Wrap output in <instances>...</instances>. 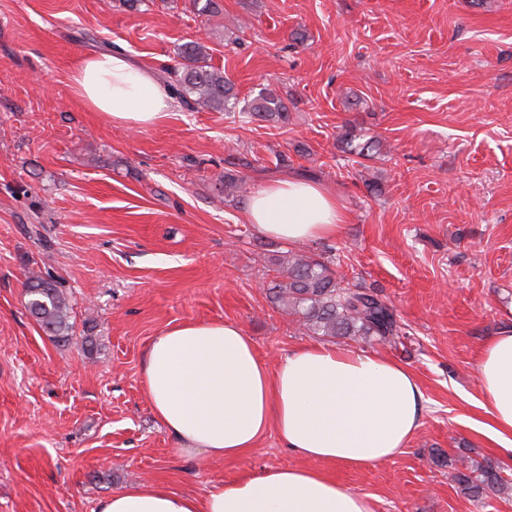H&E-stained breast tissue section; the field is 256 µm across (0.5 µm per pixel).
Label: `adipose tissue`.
Instances as JSON below:
<instances>
[{
  "mask_svg": "<svg viewBox=\"0 0 512 512\" xmlns=\"http://www.w3.org/2000/svg\"><path fill=\"white\" fill-rule=\"evenodd\" d=\"M92 111L130 130L174 111L171 89L124 55L85 57L70 75ZM246 220L289 244L331 240L346 214L321 185L273 180L250 194ZM488 422L512 452V327L499 329L476 362ZM142 381L155 419L181 452L233 459L275 432L285 448L333 467L374 464L403 453L420 428L427 399L408 365L346 345L299 346L269 367L245 328L232 321H187L154 336ZM97 512H375L373 496L347 489L328 472L269 468L216 482L201 496L148 483L100 500Z\"/></svg>",
  "mask_w": 512,
  "mask_h": 512,
  "instance_id": "adipose-tissue-1",
  "label": "adipose tissue"
}]
</instances>
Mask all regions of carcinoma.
I'll list each match as a JSON object with an SVG mask.
<instances>
[{"label":"carcinoma","mask_w":512,"mask_h":512,"mask_svg":"<svg viewBox=\"0 0 512 512\" xmlns=\"http://www.w3.org/2000/svg\"><path fill=\"white\" fill-rule=\"evenodd\" d=\"M170 88L180 103L191 111H228L236 107L238 97L232 81L211 63L209 48L191 42L177 53V66ZM247 114L266 120L285 121L287 108L282 99L267 89L243 108ZM344 149L367 157L373 151L369 141L357 135L343 136ZM224 192L241 188L240 171L226 168L217 175ZM278 279L271 281L269 295L286 313L296 317L299 330L328 338L377 341L397 344L406 335L395 309L373 288L345 282L336 276L332 261L322 256L289 253L280 260ZM26 309L48 334L63 341L72 339L73 308L59 284L42 276L27 282ZM454 479L471 497L487 491L512 492V483L504 480L493 463L473 465L462 459H450Z\"/></svg>","instance_id":"obj_1"}]
</instances>
